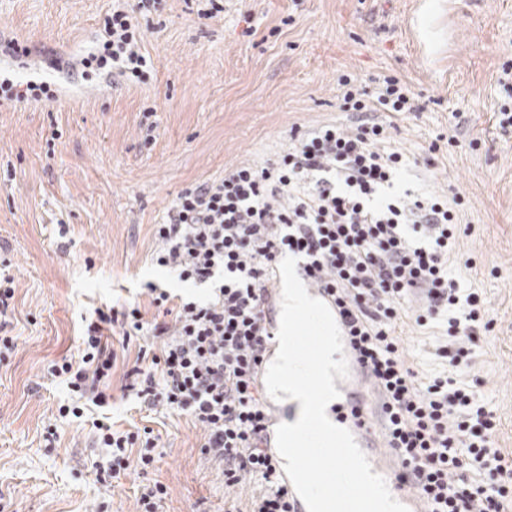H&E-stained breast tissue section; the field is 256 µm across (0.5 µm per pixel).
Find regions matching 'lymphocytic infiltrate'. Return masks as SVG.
Here are the masks:
<instances>
[{"label":"lymphocytic infiltrate","instance_id":"1","mask_svg":"<svg viewBox=\"0 0 512 512\" xmlns=\"http://www.w3.org/2000/svg\"><path fill=\"white\" fill-rule=\"evenodd\" d=\"M155 2L138 0L133 11L113 6L103 41L82 68L142 80L140 20ZM338 85L352 125L292 130L278 161L234 166L177 196L154 227L152 259L180 281L210 285L209 299L172 307L169 294L152 284L148 294L163 319H146L136 301L96 310L77 356L51 367L77 398L58 413L79 418L83 402H104L117 362L107 331L126 341L148 333L161 347L152 355L139 350L125 374L128 389L146 406L200 424L201 453L223 462L225 487L260 481L248 512H292L276 459L259 445L266 414L258 386L268 340L263 292L289 252L336 298L354 355L383 397L385 440L399 460L401 483L422 497L426 512H512V455L496 446L497 418L456 378L474 358L480 332L493 324L479 294L461 293L448 269L463 199H381L406 164L401 152L383 146L390 119L418 106L395 78L372 99L350 75ZM428 318L448 325V344L439 350L448 373L422 383L398 328ZM92 426L98 447L112 453L113 473L152 467L153 443L138 446V433L99 419Z\"/></svg>","mask_w":512,"mask_h":512}]
</instances>
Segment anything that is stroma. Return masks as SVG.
<instances>
[{
	"mask_svg": "<svg viewBox=\"0 0 512 512\" xmlns=\"http://www.w3.org/2000/svg\"><path fill=\"white\" fill-rule=\"evenodd\" d=\"M410 2L224 0L223 17L206 19L196 0H157L142 22L153 66L139 82L55 64L101 43L112 0H0V77L52 93L0 104V257L15 282L0 334L17 339L0 361V512H135L157 482L168 490L159 512H225L236 501L221 464L200 453L199 425L124 390L144 337L114 336L118 372L103 409L116 428L151 429L144 474L100 473L110 457L90 421L59 416L71 394L50 367L76 354L96 309L145 301L147 284L175 304L207 299L209 285L153 263L154 225L186 187L275 157L292 129L349 123L337 84L347 73L371 95L398 78L419 106L393 119L387 146L407 165L383 198H464L450 264L494 323L460 379L477 385L512 452V127L499 125L512 112V0H461L433 76L405 33ZM11 40L29 56L6 50ZM402 334L421 378L447 371L445 326L411 322Z\"/></svg>",
	"mask_w": 512,
	"mask_h": 512,
	"instance_id": "obj_1",
	"label": "stroma"
}]
</instances>
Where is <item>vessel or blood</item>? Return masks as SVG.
<instances>
[{
  "label": "vessel or blood",
  "instance_id": "b4317fda",
  "mask_svg": "<svg viewBox=\"0 0 512 512\" xmlns=\"http://www.w3.org/2000/svg\"><path fill=\"white\" fill-rule=\"evenodd\" d=\"M444 8L443 0H415L412 12L405 18L406 29L416 44L417 61L421 68H428L433 56L431 44L425 35L427 21L432 17L443 19ZM345 358L349 366V375L334 382L340 396L328 405V418L335 425L352 433L367 456L373 472L385 479L396 500L406 505L409 512H425V506L420 498L408 492L399 481V462L386 448L380 425L373 414L378 400L368 375L360 368L353 353H346ZM264 404L267 411V429L264 433L263 446L272 451L276 448L278 425L287 419H298L300 403L292 399L276 401L268 397L265 398Z\"/></svg>",
  "mask_w": 512,
  "mask_h": 512
}]
</instances>
